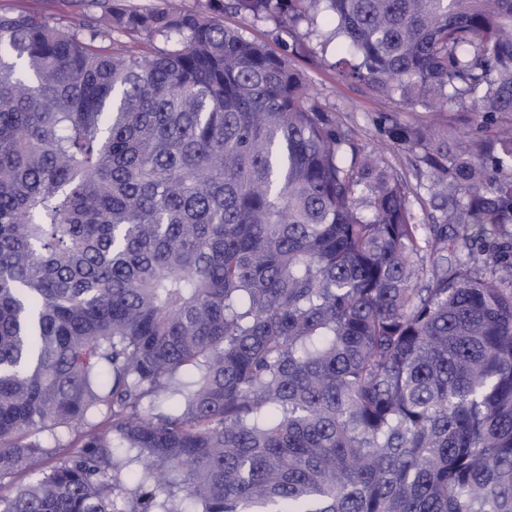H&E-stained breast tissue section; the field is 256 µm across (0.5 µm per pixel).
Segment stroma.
Instances as JSON below:
<instances>
[{"label": "stroma", "mask_w": 512, "mask_h": 512, "mask_svg": "<svg viewBox=\"0 0 512 512\" xmlns=\"http://www.w3.org/2000/svg\"><path fill=\"white\" fill-rule=\"evenodd\" d=\"M225 26L237 29L245 38L265 44L277 51L282 45L294 46L290 60L308 79L315 102L332 113L337 122L351 131L356 144L382 153L396 170L410 174L415 160L407 147L389 144L380 130L383 119L418 123L436 131L462 138L471 135L480 118L477 113L457 110L407 109L398 103L368 94L362 84L344 80L335 63L339 58L335 42L329 41L330 27L326 14L289 26L273 19L253 20L226 11L221 16Z\"/></svg>", "instance_id": "obj_1"}]
</instances>
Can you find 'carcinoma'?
<instances>
[{"label": "carcinoma", "instance_id": "1", "mask_svg": "<svg viewBox=\"0 0 512 512\" xmlns=\"http://www.w3.org/2000/svg\"><path fill=\"white\" fill-rule=\"evenodd\" d=\"M65 2L0 10V512H512V0ZM322 4L342 76L483 114L383 128L428 226L213 16ZM0 8L44 12L52 15L60 24H67L70 17L69 8L57 0H0Z\"/></svg>", "mask_w": 512, "mask_h": 512}]
</instances>
